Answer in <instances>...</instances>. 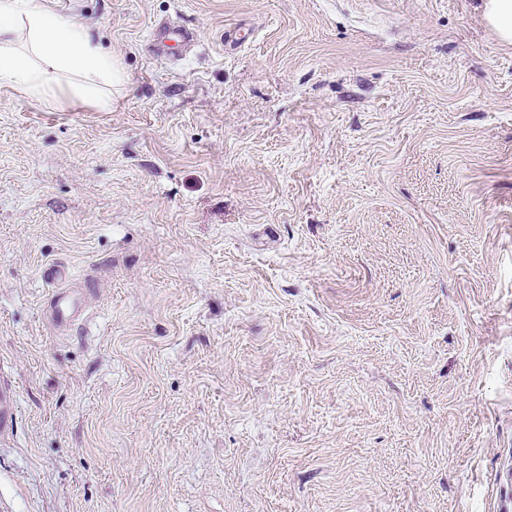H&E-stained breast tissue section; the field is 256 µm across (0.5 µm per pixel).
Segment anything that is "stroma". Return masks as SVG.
I'll return each mask as SVG.
<instances>
[{
    "label": "stroma",
    "instance_id": "1",
    "mask_svg": "<svg viewBox=\"0 0 512 512\" xmlns=\"http://www.w3.org/2000/svg\"><path fill=\"white\" fill-rule=\"evenodd\" d=\"M111 111L0 87V512H512V45L480 0H48ZM192 50H151L155 24ZM90 283L61 334L44 265ZM176 38L184 46L188 47L194 40V32L185 26H175L168 22L160 23L153 34L152 49L155 55L161 56L165 52L167 42ZM15 390L10 383L0 382V437L13 432L16 415L14 412Z\"/></svg>",
    "mask_w": 512,
    "mask_h": 512
}]
</instances>
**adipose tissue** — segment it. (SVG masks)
I'll list each match as a JSON object with an SVG mask.
<instances>
[{"label": "adipose tissue", "mask_w": 512, "mask_h": 512, "mask_svg": "<svg viewBox=\"0 0 512 512\" xmlns=\"http://www.w3.org/2000/svg\"><path fill=\"white\" fill-rule=\"evenodd\" d=\"M67 74L80 77L71 94L103 112L112 109L106 86L125 80L119 61L101 52L86 23L53 13L45 0H0V86L45 99Z\"/></svg>", "instance_id": "1"}]
</instances>
